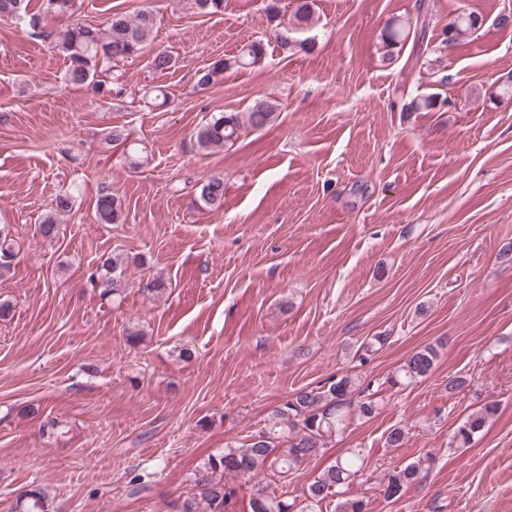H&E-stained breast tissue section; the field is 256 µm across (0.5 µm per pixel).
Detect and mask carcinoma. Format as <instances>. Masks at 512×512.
Wrapping results in <instances>:
<instances>
[{
    "mask_svg": "<svg viewBox=\"0 0 512 512\" xmlns=\"http://www.w3.org/2000/svg\"><path fill=\"white\" fill-rule=\"evenodd\" d=\"M46 2V10L41 15L29 11L28 0H0V20H24L36 30L43 28L51 19L74 14L67 8L72 0ZM295 2L293 13L278 23L274 30L275 40L284 50L292 45L290 21L307 23L313 19L314 0ZM479 17L480 14L476 12L457 15L443 26L444 37L440 38V45L453 46L479 30L480 25L476 22ZM154 28V15L147 9L138 11L132 17L118 13L113 15L105 31L88 23L69 25L56 43V48L67 62L65 82L70 85L92 83L101 65L138 56L153 39ZM264 58L262 42L245 44L237 55L219 59L211 67L197 71V86L208 87L219 71L255 67L262 64ZM274 111L273 105L259 103L244 117L238 112H221L197 128L196 142L202 150L232 145L242 135L265 128L273 120ZM196 200L205 206H220L224 200V176L213 174L200 180ZM70 209L71 196L57 194L40 225L41 234L49 238L54 236L58 230V215ZM95 214L101 224H115L122 218V199L112 190V186L104 185L99 190ZM18 254L19 244L13 231L9 226L1 225L0 271L9 270ZM132 265H141L139 257L119 251L103 254L89 274L88 282L101 298L115 300L125 291L126 283L122 274ZM437 357L435 347L426 346L388 375L385 383L392 387H407L427 377ZM373 387L374 384L370 382L363 385L358 378L344 375L316 387L306 386L293 391L271 411L263 427L257 431L262 440L257 442L254 435H248L240 442L225 446L224 452L211 455L203 462L193 473L190 491L177 503V512H225L233 497V490L224 483L229 476L257 481L258 488L248 502L249 512H316L319 503L337 494V489L349 484L363 471L365 458L360 449L351 448L337 456L334 463L325 467L309 484L304 500L298 504L289 501L288 477L298 464L321 455L336 435L344 431L351 415L370 417L375 413ZM355 393L361 395L357 403L352 402ZM496 412V403L484 404L456 429L453 441L460 445L467 444ZM424 465L425 461L419 460L394 468L383 486L384 495L396 498L406 487L419 483L423 479ZM46 501L43 489H30L17 498L11 512H47Z\"/></svg>",
    "mask_w": 512,
    "mask_h": 512,
    "instance_id": "carcinoma-1",
    "label": "carcinoma"
}]
</instances>
